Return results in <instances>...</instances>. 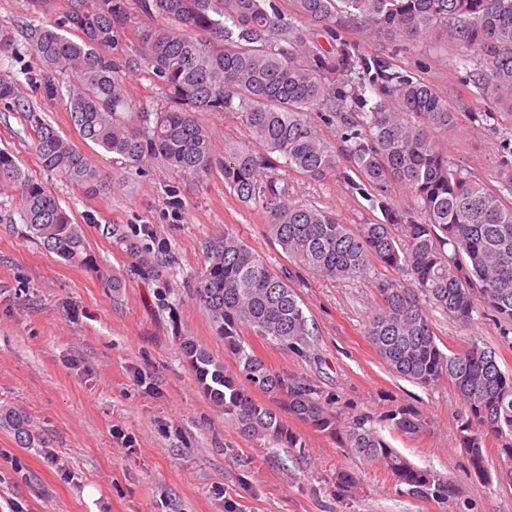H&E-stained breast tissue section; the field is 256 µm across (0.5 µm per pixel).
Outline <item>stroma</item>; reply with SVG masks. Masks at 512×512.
I'll return each mask as SVG.
<instances>
[{"mask_svg":"<svg viewBox=\"0 0 512 512\" xmlns=\"http://www.w3.org/2000/svg\"><path fill=\"white\" fill-rule=\"evenodd\" d=\"M127 19L115 32L112 57L135 111L160 107V87L141 64L140 32L152 18L137 0H125ZM72 0H0V80L12 83L17 102L0 101V150L50 189L81 224L98 267L71 266L28 237L15 220L17 204L0 185V408L25 413L31 441L19 443L0 424V512H512V485L478 481L456 446L459 398L445 382L422 387L393 373L366 336L378 302L373 277L335 282L296 268L266 236V219L244 205L213 173L197 180L160 161L126 166L97 148L87 151L105 178L94 195L58 180L38 165L27 110L39 112L73 143L66 94L47 89L35 68L30 30L62 18ZM433 84L457 111L484 112L463 82L458 48L430 43L365 42ZM512 138V115L463 123L438 135L439 147L464 174L498 187L502 140ZM290 194L335 211L351 226L380 221L379 211L351 187L343 172L321 181L287 176ZM149 229L174 254L157 276H142L138 262L102 228ZM232 228L275 269H289L302 307L317 330L314 358L260 339L252 344L273 370L314 381L333 394L343 417L380 416L400 402L416 405L431 421L428 433L392 444L414 463L446 476L456 492L448 502L414 500L375 464H361L337 443L303 429L306 446L292 454L243 438L198 390L182 359L179 335L193 337L225 366L224 344L193 294L207 264L206 239ZM123 282L112 290L109 278ZM438 338L461 350L478 341L512 371V333L491 317L464 328L441 313ZM350 470L357 485L336 489L337 472Z\"/></svg>","mask_w":512,"mask_h":512,"instance_id":"1","label":"stroma"}]
</instances>
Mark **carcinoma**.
Segmentation results:
<instances>
[{
	"instance_id": "1",
	"label": "carcinoma",
	"mask_w": 512,
	"mask_h": 512,
	"mask_svg": "<svg viewBox=\"0 0 512 512\" xmlns=\"http://www.w3.org/2000/svg\"><path fill=\"white\" fill-rule=\"evenodd\" d=\"M162 25L140 32L143 66L157 79L164 103L135 112L120 66L112 59L114 28L124 0L89 10L74 0L62 19L34 28L32 55L52 93L65 91L71 122L84 143L125 165L164 162L174 173L204 178L214 172L245 204L267 215L266 232L296 266L335 281L367 278L380 266L378 305L366 325L376 352L399 376L423 387L449 381L462 404L459 447L484 481L512 475V372L497 353L476 342L453 351L438 339L430 311L469 326L483 311L512 328V202L464 175L448 161L436 133L461 119L436 87L386 58L342 38L356 29L379 41L407 44L443 39L465 50L470 94L512 114V0H292L293 15L274 0H138ZM323 28L330 49L305 24ZM315 110L336 122L342 147L307 120ZM199 111L233 112L243 144L219 151ZM33 150L42 170L95 194L100 171L84 151L51 124L30 114ZM264 153L252 150L251 144ZM349 159L348 182L383 220L354 231L336 214L293 199L280 164L312 180ZM0 181L11 183L28 231L68 264L97 268L82 225L73 222L47 186L0 151ZM401 184L410 200L395 205L389 188ZM148 275L173 256L150 249L145 236L107 225ZM208 266L197 276L196 299L213 335L235 362L229 373L193 338H181L184 362L203 394L239 433L272 447L303 449L293 419L336 441L353 458L380 465L412 499L448 500V479L413 463L367 415L345 420L336 398L314 382L276 372L247 336L307 356L314 328L289 283L234 231L207 245ZM20 440L28 418L0 412ZM383 428L414 440L430 420L409 403L380 419ZM498 461L491 474L488 445Z\"/></svg>"
}]
</instances>
